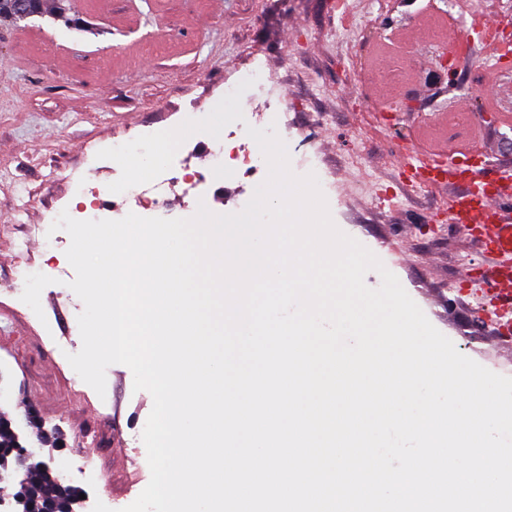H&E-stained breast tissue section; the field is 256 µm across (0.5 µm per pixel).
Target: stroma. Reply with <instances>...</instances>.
Masks as SVG:
<instances>
[{
    "mask_svg": "<svg viewBox=\"0 0 512 512\" xmlns=\"http://www.w3.org/2000/svg\"><path fill=\"white\" fill-rule=\"evenodd\" d=\"M67 20L32 16L0 24V412L22 444L50 431L40 460L69 455L76 437L95 443L105 479L70 482L93 500L108 495L120 512L148 485L138 436L152 397L133 388L122 364L106 371V394L79 384L67 360L80 350L84 305L65 231L47 234L54 212L75 204V185L95 192L110 219L145 216L134 199L109 191L121 175L99 158L113 141L206 117L224 82L261 58L290 104V158L316 150L336 189L334 224L392 272L432 325L457 350L512 377V348L501 316L506 302L483 281L512 260L492 251L480 229L451 224L445 208L461 189L450 181L419 188L403 148L441 137L439 116L469 102L465 141L487 147L493 170L512 171V127L488 110L475 81L492 60L484 45L446 63L435 27L468 30L475 14L512 33V0H69ZM198 190L168 174V213L198 205L235 213L266 171L216 167L218 139L191 137Z\"/></svg>",
    "mask_w": 512,
    "mask_h": 512,
    "instance_id": "1",
    "label": "stroma"
}]
</instances>
